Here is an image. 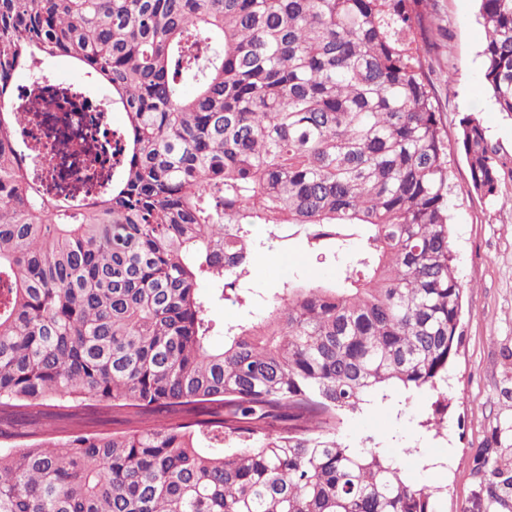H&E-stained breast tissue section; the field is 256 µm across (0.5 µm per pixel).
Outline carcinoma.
Listing matches in <instances>:
<instances>
[{"label": "carcinoma", "instance_id": "cac0c4a2", "mask_svg": "<svg viewBox=\"0 0 512 512\" xmlns=\"http://www.w3.org/2000/svg\"><path fill=\"white\" fill-rule=\"evenodd\" d=\"M426 3L0 0V98L33 56L67 57L127 115L118 177L63 206L0 111V512H439L337 439L389 388L440 391L460 345ZM480 13L483 82L512 116V0ZM459 125L493 198L486 131ZM296 236L338 276L218 323L198 282L250 313L251 252ZM51 405L61 439L37 432ZM493 453L472 509L512 512Z\"/></svg>", "mask_w": 512, "mask_h": 512}]
</instances>
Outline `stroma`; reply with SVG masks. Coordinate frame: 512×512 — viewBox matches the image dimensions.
Masks as SVG:
<instances>
[{"instance_id": "35a3bbf8", "label": "stroma", "mask_w": 512, "mask_h": 512, "mask_svg": "<svg viewBox=\"0 0 512 512\" xmlns=\"http://www.w3.org/2000/svg\"><path fill=\"white\" fill-rule=\"evenodd\" d=\"M435 37L421 55L435 105L449 141H456L464 114H475L487 130L500 171L498 195L487 198L469 181L464 155L452 163L456 190L451 246L464 288L461 344L444 392L443 429L423 427L432 413L429 392L392 389L389 405H365L346 418L340 439L396 458L409 480L437 488L440 512H469L478 490L472 456L493 448L512 467V117L499 112L482 82L480 51L485 30L476 0H430ZM336 265L308 253L302 240L266 244L255 256L251 285L273 294L288 278L332 279Z\"/></svg>"}]
</instances>
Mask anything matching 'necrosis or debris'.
Segmentation results:
<instances>
[{
    "mask_svg": "<svg viewBox=\"0 0 512 512\" xmlns=\"http://www.w3.org/2000/svg\"><path fill=\"white\" fill-rule=\"evenodd\" d=\"M44 57H34L27 80L14 82L0 106L27 111L31 119L15 137L17 154L33 179L58 174L61 199L100 194L118 174L110 114L102 100L74 83L44 75Z\"/></svg>",
    "mask_w": 512,
    "mask_h": 512,
    "instance_id": "necrosis-or-debris-1",
    "label": "necrosis or debris"
}]
</instances>
